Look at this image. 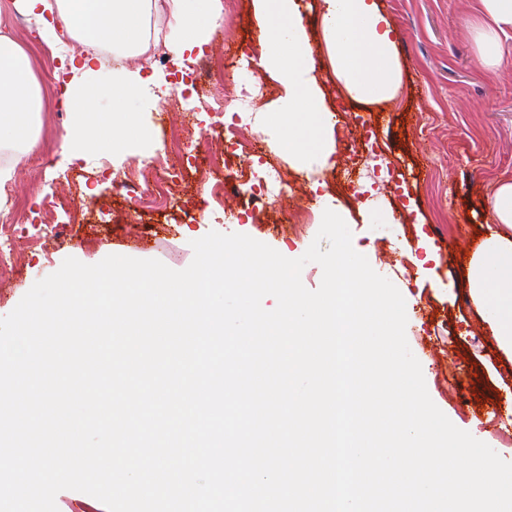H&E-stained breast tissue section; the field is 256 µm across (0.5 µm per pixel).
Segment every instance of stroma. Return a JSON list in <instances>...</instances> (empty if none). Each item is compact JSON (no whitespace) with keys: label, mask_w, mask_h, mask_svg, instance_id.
Returning a JSON list of instances; mask_svg holds the SVG:
<instances>
[{"label":"stroma","mask_w":512,"mask_h":512,"mask_svg":"<svg viewBox=\"0 0 512 512\" xmlns=\"http://www.w3.org/2000/svg\"><path fill=\"white\" fill-rule=\"evenodd\" d=\"M222 3L224 20L205 53L230 96V62L256 47L258 28L249 0ZM380 3L396 29L402 88L381 107L330 96L336 164L323 175L326 191L354 211L365 199L363 187L378 186V200L397 223L389 232L377 224H352V241L369 248L378 274L402 284L407 341L426 372L433 402L456 427L512 462V356L480 319L467 278L470 257L492 221L491 194L498 182L512 180V35L503 40L501 65L487 70L469 26L477 0ZM1 33L30 55L43 108L33 148L0 166L10 173L8 205L21 221L12 241L14 268L0 280V317L68 257L95 264L116 254L179 270L193 259L192 237L213 230L249 235L292 259L316 241L308 181L272 150L270 133L243 113L227 120L214 112H169L159 104L143 120L164 159L133 151L116 167L111 153L90 150L85 158L65 160L62 145L73 115L58 104V57L14 0H0ZM228 132L247 146L230 161L224 156ZM372 135L379 144L376 157L351 162L347 145H362ZM186 152L191 167L169 180L165 158ZM228 164L242 171L243 186L218 202L202 183L223 178ZM270 164L280 168L292 192L250 214L243 196L257 189ZM117 168L143 171L150 186L169 188L166 205L145 208L114 190ZM53 188L77 207L72 220L58 212L54 236L33 219ZM417 214L423 224H414Z\"/></svg>","instance_id":"stroma-1"}]
</instances>
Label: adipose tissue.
I'll use <instances>...</instances> for the list:
<instances>
[{"mask_svg": "<svg viewBox=\"0 0 512 512\" xmlns=\"http://www.w3.org/2000/svg\"><path fill=\"white\" fill-rule=\"evenodd\" d=\"M20 8L51 47L69 34L84 45L108 49L112 77L101 82L94 56H61L66 108L77 119L65 137L68 156L112 136V160L125 152L154 150L143 112L155 99L154 77L128 58L164 46L176 59L203 49L221 21V0H19ZM471 24L486 68L502 59V37L512 30V0H478ZM258 22L257 65L278 86L258 109L277 151L304 176L334 165V116L323 92L333 83L344 97L366 104L395 100L402 84L391 19L379 0H316L321 41L312 45L303 25L302 0H252ZM324 66H317V59ZM110 95L112 111L94 115L96 97ZM42 108L39 85L26 50L0 36V145L24 153L34 144ZM493 222L469 261L473 297L501 348L512 353V181L491 199Z\"/></svg>", "mask_w": 512, "mask_h": 512, "instance_id": "ef3b65f1", "label": "adipose tissue"}]
</instances>
